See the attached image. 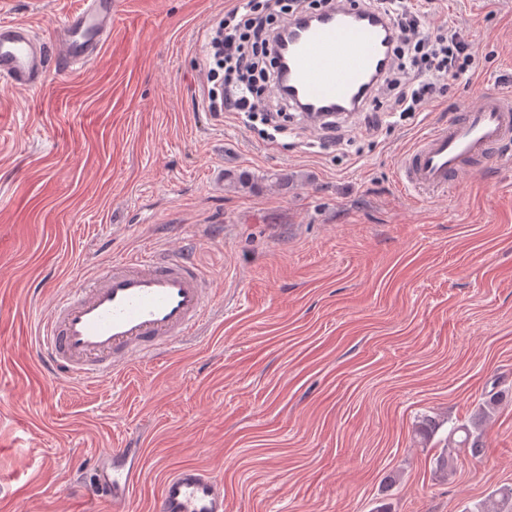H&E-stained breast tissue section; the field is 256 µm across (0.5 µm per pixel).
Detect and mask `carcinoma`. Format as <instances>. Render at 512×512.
I'll return each instance as SVG.
<instances>
[{
    "instance_id": "1",
    "label": "carcinoma",
    "mask_w": 512,
    "mask_h": 512,
    "mask_svg": "<svg viewBox=\"0 0 512 512\" xmlns=\"http://www.w3.org/2000/svg\"><path fill=\"white\" fill-rule=\"evenodd\" d=\"M502 401L501 393L488 395L469 419L453 423L447 435L439 440L435 439V436L447 420L427 414L417 420L414 427V442L422 448L428 447L434 440L441 445L439 453L434 458L435 477L448 479V474L456 470L462 452L474 458L484 453V424ZM465 512H512V487L493 491Z\"/></svg>"
}]
</instances>
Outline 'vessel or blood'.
Listing matches in <instances>:
<instances>
[{"label":"vessel or blood","instance_id":"b4317fda","mask_svg":"<svg viewBox=\"0 0 512 512\" xmlns=\"http://www.w3.org/2000/svg\"><path fill=\"white\" fill-rule=\"evenodd\" d=\"M117 0H81L62 17L51 40L23 21H0V79L19 89L41 83L49 65L71 72L100 56ZM392 23L348 0L288 27L281 50L283 78L301 119L324 112H357L391 60ZM512 141V93L496 91L448 126L420 137L402 155L403 187L422 196L447 191L476 160L489 161ZM215 290L183 253L127 254L85 275L57 295L35 338L33 353L51 379L92 384L155 359L207 320ZM140 448H107L94 464L88 498L111 512H131L144 472ZM148 512H224V480L212 469L180 465L165 476Z\"/></svg>","mask_w":512,"mask_h":512}]
</instances>
